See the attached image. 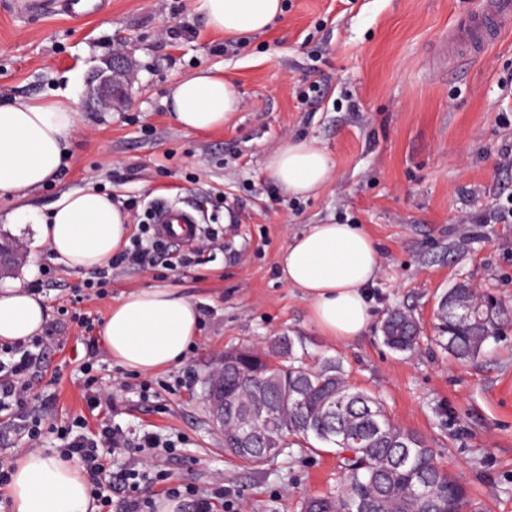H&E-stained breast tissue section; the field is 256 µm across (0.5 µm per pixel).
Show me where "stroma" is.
<instances>
[{
  "label": "stroma",
  "mask_w": 512,
  "mask_h": 512,
  "mask_svg": "<svg viewBox=\"0 0 512 512\" xmlns=\"http://www.w3.org/2000/svg\"><path fill=\"white\" fill-rule=\"evenodd\" d=\"M284 2L268 30L228 38L207 26L201 0H102L82 18L71 0H0V102L72 98L77 108L64 167L26 205L44 212L93 187L122 207L167 201L197 211L223 232L191 271L123 266L102 298L88 300L92 272L62 263L34 225L8 223L18 201L0 193V235L25 251L0 290L32 289L47 312V341L20 378L28 411L52 429L95 411L130 440L148 431L172 440V452L146 461L162 478L146 486L155 503L183 485L194 493L180 497L181 512L199 501L213 512H300L304 496L336 490L334 456L296 447L260 467L228 456L204 400L225 350L289 336L313 357H341L349 383L380 395L395 422L423 435L487 512H512V327L471 362L447 356L431 331L438 297L462 277L512 306V223L493 220L512 197V30L482 56L445 60L441 38L483 0ZM120 49L135 72L126 105L113 110L92 81ZM215 68L236 83L241 111L220 129L181 128L164 103L169 88ZM315 80L323 98L310 104L303 93ZM290 138L328 156L331 176L314 194L289 195L266 168ZM337 222L359 225L381 253L376 316L349 341L321 335L307 302L280 279L292 237ZM162 287L198 305L195 343L180 363L148 374L101 352L102 404L91 409L89 340L123 295ZM72 307L96 316L92 332L71 321ZM396 307L424 329L406 357L381 340Z\"/></svg>",
  "instance_id": "obj_1"
}]
</instances>
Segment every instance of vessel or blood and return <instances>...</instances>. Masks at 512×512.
Listing matches in <instances>:
<instances>
[{"instance_id": "vessel-or-blood-1", "label": "vessel or blood", "mask_w": 512, "mask_h": 512, "mask_svg": "<svg viewBox=\"0 0 512 512\" xmlns=\"http://www.w3.org/2000/svg\"><path fill=\"white\" fill-rule=\"evenodd\" d=\"M511 26L512 0H484L482 11L460 16L452 32L460 48L479 56ZM152 222L161 238L187 245L196 234L198 218L181 206L163 204L155 207Z\"/></svg>"}]
</instances>
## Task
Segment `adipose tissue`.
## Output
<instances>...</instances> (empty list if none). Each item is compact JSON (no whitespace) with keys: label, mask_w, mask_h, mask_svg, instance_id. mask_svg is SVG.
<instances>
[{"label":"adipose tissue","mask_w":512,"mask_h":512,"mask_svg":"<svg viewBox=\"0 0 512 512\" xmlns=\"http://www.w3.org/2000/svg\"><path fill=\"white\" fill-rule=\"evenodd\" d=\"M208 26L228 37L267 30L283 13V0H202ZM167 102L178 125L193 131L223 127L242 99L221 69L198 71L175 83ZM77 110L70 103L24 98L0 102V192L25 196L55 178L65 158ZM266 167L288 194H310L330 178L326 154L312 142L287 140L272 151ZM12 223L35 225L39 238L69 268L105 265L128 236V215L111 195L95 189L64 194L49 212L21 206ZM375 241L354 224H312L293 237L280 271L287 287L309 305L313 324L325 336L348 341L374 319L369 287L377 277ZM39 296L22 286L0 293V341L17 342L45 323ZM196 304L172 288L130 292L107 319L103 338L120 365L150 373L179 363L197 338ZM7 496L11 512H93L87 481L79 468L38 450L12 465Z\"/></svg>","instance_id":"1"}]
</instances>
